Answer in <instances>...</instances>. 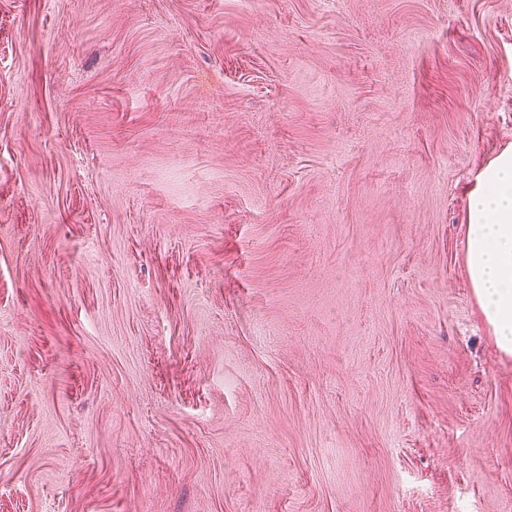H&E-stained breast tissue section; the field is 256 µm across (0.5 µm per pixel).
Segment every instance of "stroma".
<instances>
[{"label":"stroma","instance_id":"stroma-1","mask_svg":"<svg viewBox=\"0 0 512 512\" xmlns=\"http://www.w3.org/2000/svg\"><path fill=\"white\" fill-rule=\"evenodd\" d=\"M510 144L512 0H0V512H512ZM465 219L470 286L497 346L512 353V146L479 173Z\"/></svg>","mask_w":512,"mask_h":512}]
</instances>
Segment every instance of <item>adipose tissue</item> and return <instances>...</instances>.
<instances>
[{"label": "adipose tissue", "instance_id": "ef3b65f1", "mask_svg": "<svg viewBox=\"0 0 512 512\" xmlns=\"http://www.w3.org/2000/svg\"><path fill=\"white\" fill-rule=\"evenodd\" d=\"M464 232L470 286L498 347L512 353V146L479 173Z\"/></svg>", "mask_w": 512, "mask_h": 512}]
</instances>
